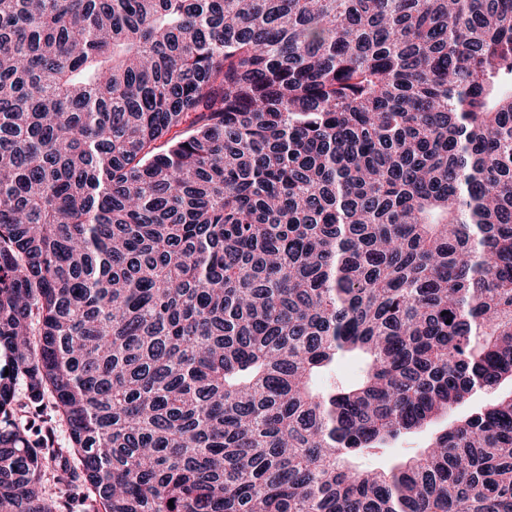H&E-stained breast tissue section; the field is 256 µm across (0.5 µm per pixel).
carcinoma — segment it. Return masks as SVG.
I'll return each instance as SVG.
<instances>
[{"mask_svg": "<svg viewBox=\"0 0 512 512\" xmlns=\"http://www.w3.org/2000/svg\"><path fill=\"white\" fill-rule=\"evenodd\" d=\"M0 351V512H512V0H0ZM16 401L21 406V414L24 417H29L36 421L37 425H44L48 429H53L52 433V443L51 446L53 448H66V437L65 432L61 426L56 423V417L54 416V412L51 408V405L45 400L39 407H42V410H39V407L32 406L31 403L26 399L24 392H18L16 395ZM38 426V427H39ZM57 467L51 459L46 469L44 478L45 486L52 491H62L63 504L65 509L61 512H92L89 510V499L87 491L78 483L71 486H62L56 483Z\"/></svg>", "mask_w": 512, "mask_h": 512, "instance_id": "carcinoma-1", "label": "carcinoma"}]
</instances>
